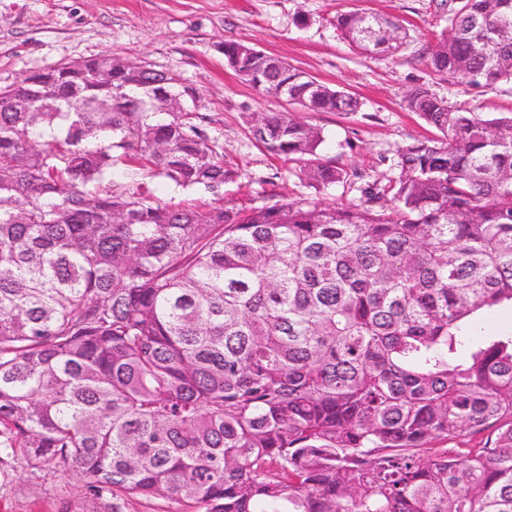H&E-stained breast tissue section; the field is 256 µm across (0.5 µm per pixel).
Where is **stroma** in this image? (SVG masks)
<instances>
[{
	"mask_svg": "<svg viewBox=\"0 0 512 512\" xmlns=\"http://www.w3.org/2000/svg\"><path fill=\"white\" fill-rule=\"evenodd\" d=\"M441 0H0V86L62 62L118 57L175 74L196 88L199 124L236 175L217 192L184 190L146 177L161 200H190L229 209L270 206L300 195L333 205L358 198L348 186L316 190L295 175L296 165L270 155L250 134L245 116L276 112L282 102L262 96L224 62V42L249 44L283 57L316 80L349 92L355 113L295 109L321 129V154L364 181L384 179L398 147L437 137V130L408 110L406 99L428 88L481 117L512 111V82L482 88L453 85L434 76L427 49L446 26ZM362 11L398 18L409 37L394 54L365 53L336 28L338 14ZM89 512L78 479L34 473L23 455L0 469V512H60L63 505Z\"/></svg>",
	"mask_w": 512,
	"mask_h": 512,
	"instance_id": "stroma-1",
	"label": "stroma"
}]
</instances>
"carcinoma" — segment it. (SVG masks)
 Wrapping results in <instances>:
<instances>
[{"instance_id":"carcinoma-1","label":"carcinoma","mask_w":512,"mask_h":512,"mask_svg":"<svg viewBox=\"0 0 512 512\" xmlns=\"http://www.w3.org/2000/svg\"><path fill=\"white\" fill-rule=\"evenodd\" d=\"M444 6L430 71L512 80V0ZM336 26L364 51L407 37L362 12ZM224 61L266 97L358 108L251 45L224 43ZM82 64L0 88V465L20 450L85 477L95 512H512V334L470 324L512 305V115L418 88L406 105L440 136L399 147L360 197L203 209L139 179L235 175L190 108L152 111L177 78ZM246 123L312 188L362 178L291 112ZM464 430L490 434L422 457ZM185 508L165 499H138L130 502L128 506L130 512H176Z\"/></svg>"}]
</instances>
